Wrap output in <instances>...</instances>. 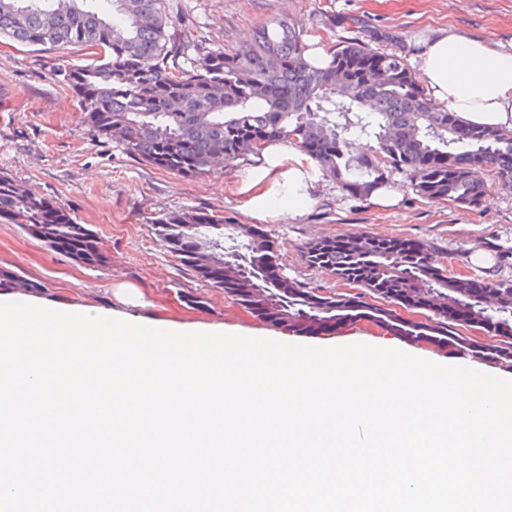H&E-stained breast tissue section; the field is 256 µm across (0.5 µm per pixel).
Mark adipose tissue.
Here are the masks:
<instances>
[{
  "label": "adipose tissue",
  "mask_w": 512,
  "mask_h": 512,
  "mask_svg": "<svg viewBox=\"0 0 512 512\" xmlns=\"http://www.w3.org/2000/svg\"><path fill=\"white\" fill-rule=\"evenodd\" d=\"M418 75L432 102L454 112L462 124L512 130V50L445 30L424 45ZM262 162L237 189L257 222L300 215L320 171L289 143L270 144Z\"/></svg>",
  "instance_id": "adipose-tissue-1"
}]
</instances>
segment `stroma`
<instances>
[{
    "mask_svg": "<svg viewBox=\"0 0 512 512\" xmlns=\"http://www.w3.org/2000/svg\"><path fill=\"white\" fill-rule=\"evenodd\" d=\"M203 44L233 51L249 42L271 17H288L324 48L361 38L370 30L395 36L384 49L412 61L425 42L447 29L503 45L512 44V0H166ZM90 50L73 46H21L0 39V171L36 191L58 198L80 223L91 225L110 257L88 268L52 251L18 225L0 222V267L18 271L24 290L0 292L5 302L47 307L120 310L118 285L131 284L144 304L129 309L133 320L163 329L186 328L296 342L286 327L249 313L223 290L197 281L158 242L150 221L167 211L195 208L224 214L234 223L250 218L234 194L255 164L238 160L224 171L184 178L155 168L115 141L95 135L70 89L54 70L60 64L91 63ZM388 182L402 191L397 207L385 210L349 197L327 177L314 187V202L298 217L284 216L265 227L282 246L284 272L336 293L348 287L310 266L307 243L346 234H374L429 242L449 271L512 280V266L498 268L490 243H512V185L490 181L480 205L463 209L417 197L405 175ZM305 344L331 347L366 343L398 348L436 363L466 365L505 375L503 367L449 354L423 340L390 335L359 321L330 335L305 337Z\"/></svg>",
    "mask_w": 512,
    "mask_h": 512,
    "instance_id": "1",
    "label": "stroma"
}]
</instances>
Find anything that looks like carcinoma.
<instances>
[{"label":"carcinoma","instance_id":"cac0c4a2","mask_svg":"<svg viewBox=\"0 0 512 512\" xmlns=\"http://www.w3.org/2000/svg\"><path fill=\"white\" fill-rule=\"evenodd\" d=\"M2 37L94 49L93 63L54 71L86 125L184 177L212 172L217 157L233 163L287 140L360 201L393 171L406 174L420 198L462 208L479 205L483 171L512 184V131L464 128L433 105L403 58L370 48L371 40L389 39L386 32L344 43L317 67L304 33L284 17L264 21L251 44L225 53L199 43L164 0H0ZM362 138L371 142L368 152L351 155V141ZM0 219L82 266L110 261L98 234L61 201L1 171ZM150 224L193 277L296 335L368 319L394 336L512 369V280L497 281L494 300L484 304L485 279L448 273L421 240L344 235L311 244L308 262L358 288L327 294L276 273L281 248L261 225L192 208ZM227 240L232 246H224ZM394 304L433 315L405 319ZM463 327L495 336L499 345L479 346Z\"/></svg>","mask_w":512,"mask_h":512}]
</instances>
